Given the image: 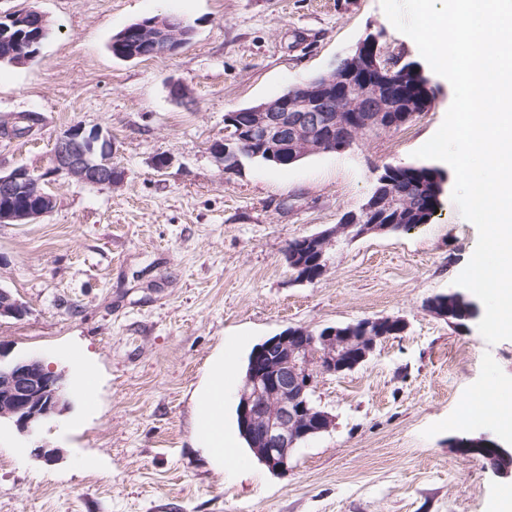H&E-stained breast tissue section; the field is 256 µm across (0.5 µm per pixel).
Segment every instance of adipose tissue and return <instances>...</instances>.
Listing matches in <instances>:
<instances>
[{
    "label": "adipose tissue",
    "instance_id": "obj_1",
    "mask_svg": "<svg viewBox=\"0 0 512 512\" xmlns=\"http://www.w3.org/2000/svg\"><path fill=\"white\" fill-rule=\"evenodd\" d=\"M238 373L234 358L215 356L203 385L197 392L195 432L197 443L216 463H223L225 451L233 447L232 433L225 423V395ZM512 402V385H495L465 400L460 419L463 424L490 418L495 409Z\"/></svg>",
    "mask_w": 512,
    "mask_h": 512
}]
</instances>
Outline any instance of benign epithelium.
<instances>
[{"label":"benign epithelium","instance_id":"obj_1","mask_svg":"<svg viewBox=\"0 0 512 512\" xmlns=\"http://www.w3.org/2000/svg\"><path fill=\"white\" fill-rule=\"evenodd\" d=\"M47 20L35 10L20 9L0 13V44L5 58L20 63L34 60L39 50L29 41L12 36L13 29L25 26L45 31ZM194 31L172 16H156L127 26L117 47L135 40L146 55L166 57L175 54L187 43ZM380 35L368 33L353 54L340 59L334 68L323 74L321 85L306 83L291 94L263 101L232 114L236 125L232 136L213 148L219 159L237 161L233 170L243 165L253 147L273 160L292 163L311 153H335L350 148L366 135L356 125L349 111L362 108L381 97V76L398 68V60L385 55L379 45ZM112 138L100 130L85 132L79 126L60 135L52 154L49 172L20 166L7 174L0 173V199L13 198L24 191L37 199L33 208L0 207V224H29L49 214L55 199L46 191L49 175H64L91 186H113L123 177L112 163ZM392 167L382 172L368 197L356 211L346 213L340 224L303 238L311 246L317 271L306 270L304 261L293 266L305 281L320 278L328 269L325 257L338 244L341 236L356 239L381 232L376 224L365 223L366 217L382 207L399 209L401 201L385 189ZM444 307H439V303ZM441 302L430 301L428 310L443 319L452 316L449 306L456 304L470 311L469 320L478 319L477 303L464 291L441 295ZM25 306L13 294L0 287V318H20ZM392 322L389 317L366 318L345 327L328 326L318 332L291 327L268 339L254 353L239 396V417L242 430L249 432L252 450L274 473H286L294 450L308 439L330 430L334 417L314 401L318 379L325 375H341L365 362L374 353L380 337L375 335L379 324ZM70 395L67 376L47 365L37 355H14L0 346V421L10 422L16 430L35 444L37 455L52 460V453L38 444L43 424L60 414ZM457 449L491 448L487 461L497 476L512 477V448L487 436L461 438Z\"/></svg>","mask_w":512,"mask_h":512}]
</instances>
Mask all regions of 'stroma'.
Returning <instances> with one entry per match:
<instances>
[{"instance_id": "stroma-1", "label": "stroma", "mask_w": 512, "mask_h": 512, "mask_svg": "<svg viewBox=\"0 0 512 512\" xmlns=\"http://www.w3.org/2000/svg\"><path fill=\"white\" fill-rule=\"evenodd\" d=\"M33 9L50 35L25 65L0 63V121L39 113L31 136L0 137V172L45 170L72 126L100 129L118 185L63 176L56 205L30 224H0V287L26 307L0 319V345L36 354L93 400L69 397L41 429L44 461L0 427V512H490L512 479L454 439L512 440V421L458 424L463 401L512 384V340L449 323L426 302L454 290L478 240L450 193L430 223L340 243L315 282L297 279L290 242L338 224L371 194L376 170L413 163L453 99L432 75L429 111L343 153L225 172L212 153L224 115L327 71L370 31L400 63H422L380 0H0ZM175 15L192 40L168 57L122 61L125 26ZM191 93L174 99L172 84ZM169 157L164 169L153 165ZM400 317L352 371L321 378L315 400L334 427L296 449L288 473L258 461L212 465L195 446V393L234 339L255 348L291 327L317 331Z\"/></svg>"}]
</instances>
